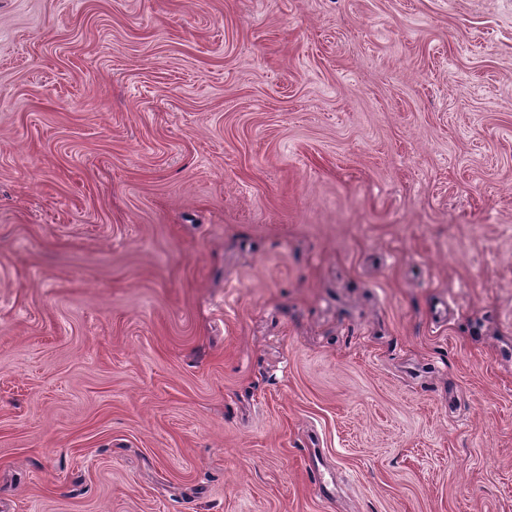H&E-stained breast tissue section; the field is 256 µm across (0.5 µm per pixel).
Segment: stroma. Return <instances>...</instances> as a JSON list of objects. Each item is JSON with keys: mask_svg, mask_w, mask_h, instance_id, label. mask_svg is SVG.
Segmentation results:
<instances>
[{"mask_svg": "<svg viewBox=\"0 0 512 512\" xmlns=\"http://www.w3.org/2000/svg\"><path fill=\"white\" fill-rule=\"evenodd\" d=\"M0 512H512V0H0Z\"/></svg>", "mask_w": 512, "mask_h": 512, "instance_id": "obj_1", "label": "stroma"}]
</instances>
